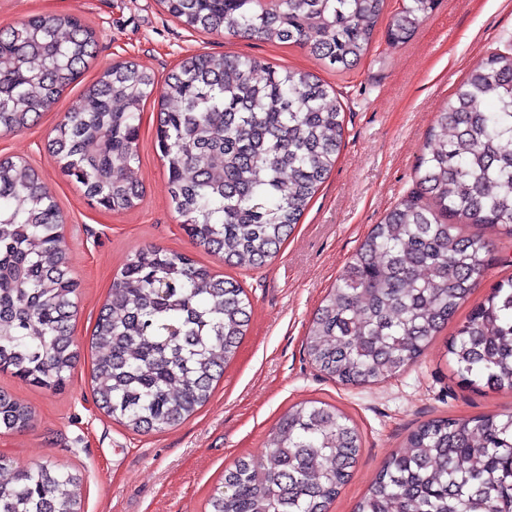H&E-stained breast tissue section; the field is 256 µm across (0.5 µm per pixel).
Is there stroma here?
Segmentation results:
<instances>
[{"instance_id": "obj_1", "label": "stroma", "mask_w": 512, "mask_h": 512, "mask_svg": "<svg viewBox=\"0 0 512 512\" xmlns=\"http://www.w3.org/2000/svg\"><path fill=\"white\" fill-rule=\"evenodd\" d=\"M400 5L401 0H387L369 52L339 72L299 46L188 30L158 0H0V26L37 14H73L97 39V56L77 83L29 129L0 136V155L37 170L56 201L80 284L72 320L80 358L66 387L46 391L0 372V390L36 413L34 426L24 432L0 429V456L22 468L48 461L80 474L84 512H209L225 469L240 458L260 457L290 406L318 400L341 410L361 436L357 463L329 507L353 512L386 459L421 424L512 412V392L462 384L453 379L446 356L457 324L493 285L512 277V239L490 225L478 229L492 243L480 286L406 373L376 385L343 386L317 370L304 351L310 320L361 241L415 190L416 166L435 113L483 56L512 49V0H440L406 42L394 45L386 28ZM196 53H235L313 73L332 87L329 105H341L344 112L334 168L278 256L260 269L227 266L184 232L155 148L153 103L142 113L135 165L144 196L130 210L94 205L45 149L85 86L113 62L130 59L161 78ZM145 246L188 254L236 279L252 313L209 401L171 429L137 433L94 404L92 335L117 272Z\"/></svg>"}]
</instances>
